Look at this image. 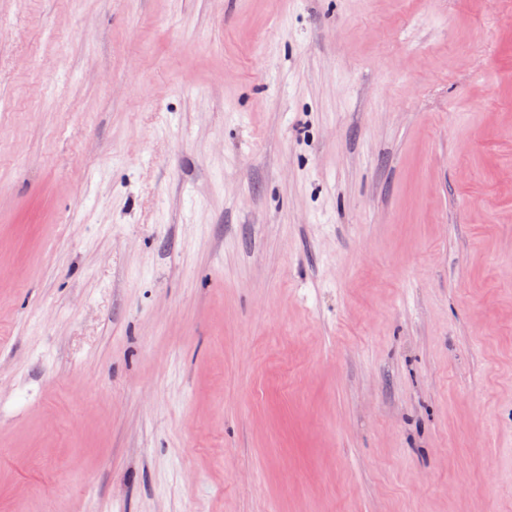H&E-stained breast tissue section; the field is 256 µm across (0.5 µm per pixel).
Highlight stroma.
<instances>
[{"label":"stroma","mask_w":512,"mask_h":512,"mask_svg":"<svg viewBox=\"0 0 512 512\" xmlns=\"http://www.w3.org/2000/svg\"><path fill=\"white\" fill-rule=\"evenodd\" d=\"M0 512H512V0H0Z\"/></svg>","instance_id":"35a3bbf8"}]
</instances>
